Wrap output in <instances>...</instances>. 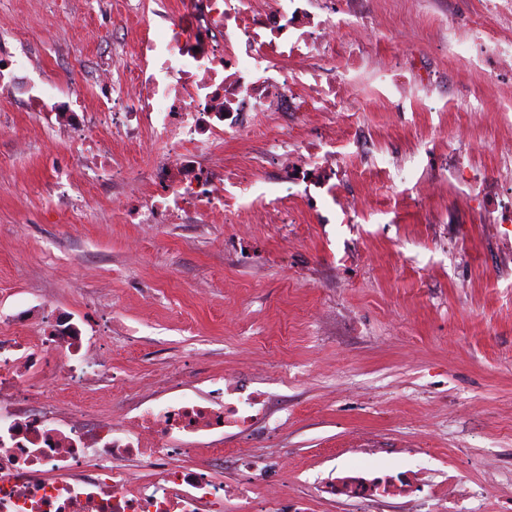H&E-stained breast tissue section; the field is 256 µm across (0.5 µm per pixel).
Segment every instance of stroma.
<instances>
[{"instance_id": "35a3bbf8", "label": "stroma", "mask_w": 512, "mask_h": 512, "mask_svg": "<svg viewBox=\"0 0 512 512\" xmlns=\"http://www.w3.org/2000/svg\"><path fill=\"white\" fill-rule=\"evenodd\" d=\"M112 2L101 18L86 0H0V40L28 59L29 80L62 93L91 86L115 34L132 40L142 27ZM479 2L374 0L367 42L385 68L413 49L432 85L413 86L412 99L480 91L472 144L489 168L494 146L512 145L500 118L512 83L443 47L449 17L478 13ZM376 84L360 74L353 111L312 122L322 135L346 123L370 133L339 185L357 198L358 223H315L300 195L298 224L259 209L240 224L188 220L148 233L121 209L155 193L142 175L149 152L124 181L86 193V218L71 223L51 207L59 169L77 159L71 143L24 95L0 96V312L44 329L51 310L67 312L119 351L112 365L129 380L175 368L179 396L205 397L225 373L267 391L272 423L237 443L279 467L289 496L331 477L399 476L409 490L380 496L383 512H512V241L460 209L448 183L460 113L379 106ZM391 160L433 184L397 223L380 224L387 199L359 172Z\"/></svg>"}]
</instances>
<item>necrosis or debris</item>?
Returning <instances> with one entry per match:
<instances>
[{
    "mask_svg": "<svg viewBox=\"0 0 512 512\" xmlns=\"http://www.w3.org/2000/svg\"><path fill=\"white\" fill-rule=\"evenodd\" d=\"M369 0H160V31H143L122 63L98 62L95 113L85 93L56 99L52 89L26 81L23 61L0 43V92L26 95L29 108L55 116L58 131L86 140L91 130L122 140L130 157L152 145L145 178L160 191L129 213L134 224H177L193 214L211 224L235 223L255 203L239 190L240 166L224 161L225 143L252 140L265 157L283 161L290 184L325 189L346 221L359 204L340 194L345 157L361 132L318 136L313 115L343 111L359 73L378 74V95L404 110L413 58L381 69L365 46ZM512 0H481L479 19L448 22L449 56L469 54L476 70L512 79ZM293 113L294 129L276 123ZM467 111L450 132L448 172L462 202H474L482 223L512 232V181L474 167ZM131 165L104 154L81 157L61 178L74 189L120 182ZM0 315V512H304L288 501L283 483H254L266 459L248 448L226 451L224 432L250 433L266 421L268 395L246 391L235 375L213 381L206 398L161 397L171 371L143 378L127 407L111 355L89 343L66 315L41 336L15 329ZM90 396L112 389V411L84 407L60 417L51 391L58 385ZM232 453L235 482L216 477L213 464ZM135 462L144 474L133 479ZM386 478L345 476L321 485L319 495L368 499L387 493Z\"/></svg>",
    "mask_w": 512,
    "mask_h": 512,
    "instance_id": "1",
    "label": "necrosis or debris"
}]
</instances>
